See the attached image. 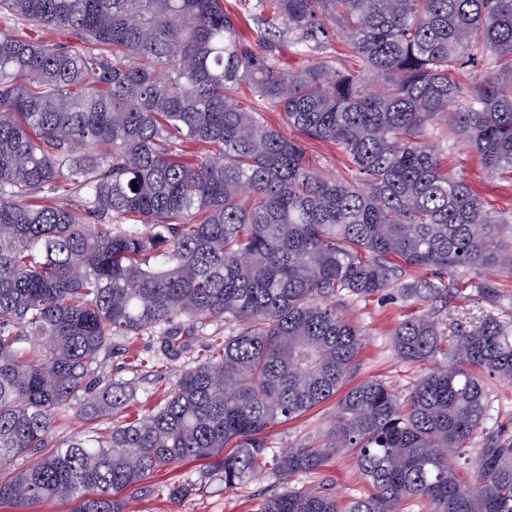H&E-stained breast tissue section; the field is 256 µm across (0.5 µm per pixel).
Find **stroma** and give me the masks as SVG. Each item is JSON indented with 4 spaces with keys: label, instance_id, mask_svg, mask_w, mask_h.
<instances>
[{
    "label": "stroma",
    "instance_id": "stroma-1",
    "mask_svg": "<svg viewBox=\"0 0 512 512\" xmlns=\"http://www.w3.org/2000/svg\"><path fill=\"white\" fill-rule=\"evenodd\" d=\"M448 167L452 172L463 175L473 192L494 211L500 214L512 212V176L489 174L475 153L454 142L448 145ZM471 280L472 287L464 289L461 296L452 301L450 313L487 310L504 318L512 317V272L484 271L472 275ZM478 282L497 290V302H489L476 292L474 285ZM336 305L341 314L365 334L364 344L349 379L350 384L379 379L403 395L416 379L429 370V363L411 365L402 361L391 345L395 328L406 317L417 313L416 305L378 295L366 300L340 296L336 299ZM236 333L235 327L221 320L195 327L186 338L185 351L168 361L163 374L159 376L129 369L124 352L127 340L116 336L112 339L111 352L96 376L104 381L131 384L136 390L135 407L146 410L156 402L159 390L175 384L182 370L202 354L208 337H227ZM483 383L490 406L489 418L484 433L470 443V458L476 457L488 438L498 430L512 431V382L487 376ZM335 411L336 403L331 400L297 419L270 428L269 436L274 448L279 450L304 442L320 443ZM320 478L326 480L330 491L345 503L371 492L358 470L355 458L348 453H338L323 469ZM164 479L176 485L191 482L190 496L175 499L138 497L131 501V512H258L264 496L281 492L287 485L306 488L316 481L309 476L297 475L285 482L267 474L258 481L232 490L225 488L223 481L213 475L211 464L205 460L185 463L165 474Z\"/></svg>",
    "mask_w": 512,
    "mask_h": 512
}]
</instances>
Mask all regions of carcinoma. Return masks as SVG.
Returning <instances> with one entry per match:
<instances>
[{
	"label": "carcinoma",
	"instance_id": "carcinoma-1",
	"mask_svg": "<svg viewBox=\"0 0 512 512\" xmlns=\"http://www.w3.org/2000/svg\"><path fill=\"white\" fill-rule=\"evenodd\" d=\"M2 10L86 48L0 29V508L127 512L150 479L190 460L223 455L233 489L316 475L344 450L371 494L344 506L323 484L288 488L260 512H400L411 498L512 512V435L480 449L478 490L457 475L488 419L480 373L512 381V320L490 312L406 318L395 353L435 364L406 398L366 380L338 401L321 445L268 443L350 376L363 332L335 297L446 303L458 272L512 270L501 239L512 217L493 216L430 140L443 119L489 173L512 175V0H257L272 20L252 44L224 0ZM278 37L322 56L288 73L264 49ZM333 39L358 70L330 54ZM475 68L486 76L470 85ZM269 105L284 128L265 121ZM307 140L336 144L350 179L315 167ZM71 193L77 205L53 203ZM213 319L239 333L210 337L147 415L51 443L60 410L96 422L130 402L125 383L89 381L112 337L135 343L162 326L172 357L183 323Z\"/></svg>",
	"mask_w": 512,
	"mask_h": 512
}]
</instances>
